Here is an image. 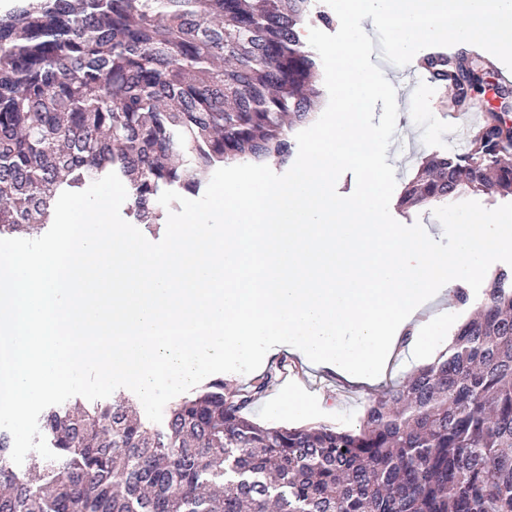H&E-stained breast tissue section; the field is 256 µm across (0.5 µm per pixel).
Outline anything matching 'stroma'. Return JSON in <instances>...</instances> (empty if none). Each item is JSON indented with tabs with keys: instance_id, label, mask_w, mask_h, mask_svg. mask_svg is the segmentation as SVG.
<instances>
[{
	"instance_id": "35a3bbf8",
	"label": "stroma",
	"mask_w": 512,
	"mask_h": 512,
	"mask_svg": "<svg viewBox=\"0 0 512 512\" xmlns=\"http://www.w3.org/2000/svg\"><path fill=\"white\" fill-rule=\"evenodd\" d=\"M450 102V95L444 94L442 84L437 82L408 92L406 105L401 110L402 120L396 129L410 132L412 139L408 148L393 144L387 151L388 164L397 170V188H404L415 163L421 162L427 154L447 150ZM282 362L287 365L286 373L279 375L277 382L249 407L252 418L257 422L290 425L324 423L358 428L368 400L381 395L387 386L403 381L411 370L410 364H403L383 381L364 387L316 367L293 353L287 345L279 346L275 354L265 357L261 368L266 371ZM284 393L299 395L308 405V413L300 418L271 414L267 409L268 403Z\"/></svg>"
}]
</instances>
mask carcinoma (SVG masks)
I'll use <instances>...</instances> for the list:
<instances>
[{
    "label": "carcinoma",
    "instance_id": "carcinoma-1",
    "mask_svg": "<svg viewBox=\"0 0 512 512\" xmlns=\"http://www.w3.org/2000/svg\"><path fill=\"white\" fill-rule=\"evenodd\" d=\"M312 0H11L0 12V237L50 223L59 195L110 172L126 216L156 233L165 190L198 195L235 164L289 162L316 118L320 64L300 32ZM482 90L475 50L420 59ZM512 197V119L488 112L462 151L435 154L406 208ZM448 347L370 401L357 431L265 426L276 382L217 378L152 430L130 399L51 407L56 460L26 476L0 431V512H512V268L488 280Z\"/></svg>",
    "mask_w": 512,
    "mask_h": 512
}]
</instances>
